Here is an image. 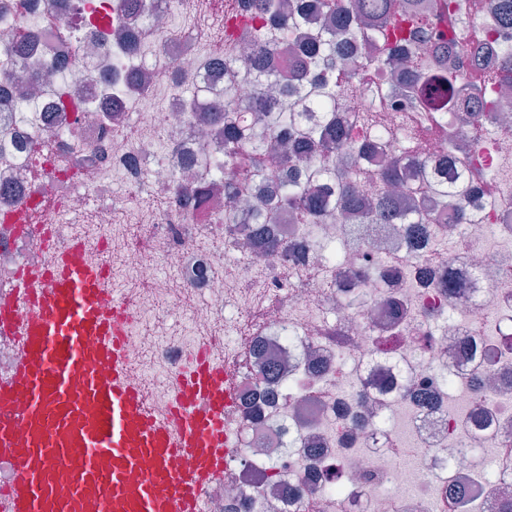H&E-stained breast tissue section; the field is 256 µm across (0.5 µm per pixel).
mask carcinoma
<instances>
[{
  "instance_id": "cac0c4a2",
  "label": "carcinoma",
  "mask_w": 512,
  "mask_h": 512,
  "mask_svg": "<svg viewBox=\"0 0 512 512\" xmlns=\"http://www.w3.org/2000/svg\"><path fill=\"white\" fill-rule=\"evenodd\" d=\"M258 11L252 22L242 28L240 38L264 45L272 57L288 63L272 62L262 68V77L285 96L297 99L312 92L327 98L346 97L350 83L362 70L383 71L400 65L409 50L426 34L432 4L429 0H257ZM486 7L499 15L501 32L512 36V0H486ZM438 19L448 23V39L458 37L460 10L449 3L439 4ZM327 18L331 26L306 39L298 38L310 15ZM486 72L459 66L451 73H434L414 82L374 86L369 92L383 99L388 95L410 102L424 101L433 115L432 126L440 130L445 123L437 116L457 110L459 89L467 87L471 96L484 100L485 124L498 121L501 96L512 86L504 77L500 88L490 96ZM250 108L235 101L224 110L231 131L224 136V174L232 179L238 192L252 195L255 187L267 185L247 219L266 224L272 215L288 208L297 221L310 224L319 210L329 203L323 183L336 184V211L361 224H433L436 217L423 206L430 196L451 201L444 224L465 220V196L461 175L437 166H426L410 158L392 160L380 173V187L371 200L356 191L365 178L361 160L366 154L365 139L353 133L347 123L336 127V115L324 112L312 124L297 122L291 130H256L247 127ZM399 184L407 195L408 206L400 211L389 205L390 186Z\"/></svg>"
}]
</instances>
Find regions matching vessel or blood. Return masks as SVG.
Instances as JSON below:
<instances>
[{
    "label": "vessel or blood",
    "mask_w": 512,
    "mask_h": 512,
    "mask_svg": "<svg viewBox=\"0 0 512 512\" xmlns=\"http://www.w3.org/2000/svg\"><path fill=\"white\" fill-rule=\"evenodd\" d=\"M0 295V331L24 356L0 378V448L15 480L0 512H202L201 492L223 476L231 376L207 353L190 361L167 416L153 409L125 355L126 304H107L108 276L84 246L59 245Z\"/></svg>",
    "instance_id": "1"
}]
</instances>
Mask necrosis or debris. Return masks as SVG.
<instances>
[{"mask_svg": "<svg viewBox=\"0 0 512 512\" xmlns=\"http://www.w3.org/2000/svg\"><path fill=\"white\" fill-rule=\"evenodd\" d=\"M148 4L0 0V99L10 106L0 113V215L59 225L60 242L81 241L86 259L105 265L109 298L132 305L126 357L154 409L172 404L198 350L232 372L229 464L204 488L205 512H462L448 497L452 479L466 489L463 512H502L512 490V130L472 141L470 167L496 179L468 223L420 224L409 241L367 224L361 249L340 255L347 236L335 210L315 224L284 210L261 227L268 248L242 249L252 227L225 226L222 205L228 95L267 124L319 107L268 100L243 70L229 79L223 52L202 48L198 0ZM102 14L112 28L97 50L88 22ZM471 24L488 73L502 72L512 44L494 12ZM19 26L30 53L7 46ZM164 60L204 91L211 125L181 112ZM355 89L329 109L341 119L381 109L391 130L367 133L365 193L394 157L439 163L456 152L447 133L403 127L405 100ZM62 95L71 108H59ZM145 184L155 205L127 193ZM68 214L83 223H63ZM18 225L0 223V294L21 267L51 258ZM452 242L463 250L449 254ZM366 263L375 279L357 277ZM452 265L464 287L447 286ZM357 289L368 295L359 310L344 302ZM380 335L393 338L388 353L374 351Z\"/></svg>", "mask_w": 512, "mask_h": 512, "instance_id": "1", "label": "necrosis or debris"}]
</instances>
